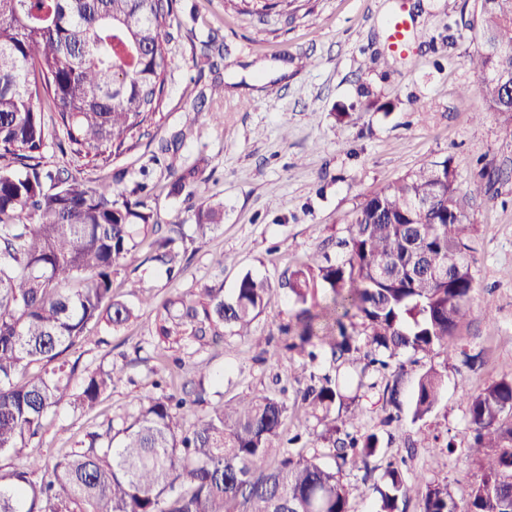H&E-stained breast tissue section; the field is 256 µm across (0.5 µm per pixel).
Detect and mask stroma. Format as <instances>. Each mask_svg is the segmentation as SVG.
<instances>
[{
    "mask_svg": "<svg viewBox=\"0 0 512 512\" xmlns=\"http://www.w3.org/2000/svg\"><path fill=\"white\" fill-rule=\"evenodd\" d=\"M402 7L410 10L412 23L406 46L396 52L390 21ZM472 13L473 0H300L298 8L283 5L265 16L243 11L240 0H175L164 100L147 134L104 167L77 163L51 142L41 151L48 166H78L86 181L117 188L148 168V204L160 222L190 224L201 194L170 197L165 163L150 158L160 141L183 128L188 108L207 96L177 161H204L209 193L224 204L222 224L196 240L176 279L158 272L142 285L128 267L112 276L117 299L133 303L146 291L154 306L205 287L220 286L232 295L248 271L276 285L316 252L342 258L339 243L348 237L360 203L422 163L451 159L463 189L480 169L495 173L492 191L469 211L477 283L471 315L451 349L400 358L404 400L426 368L446 366L435 410L417 423L406 418L383 425L387 376L364 369L359 360L337 367L360 413L359 430L377 433L381 441L382 455L367 471L339 465L323 442L312 440L315 422L303 410L288 417L289 433L310 437L304 455L338 469L353 512H376L375 488L390 456L405 459L408 484L422 476L446 483L457 502L467 500L483 478L468 455L473 433L467 397L512 375V123L483 112L478 97L460 95L479 81L470 63ZM211 36L224 42L216 74L193 64ZM218 77L224 95L214 98ZM219 253L230 258L222 269L212 262ZM293 313V302L276 293L255 323L256 336L282 345L281 329ZM153 320L152 308H146L119 331L87 332L74 353L80 367L117 365L123 380L92 411L57 408L30 443V454L55 461L79 448L89 433L103 432L111 420L135 411L152 392L161 365ZM177 355L184 365L174 368L175 383L200 364L223 375L228 398L278 384L293 394L304 386L300 358L264 362L258 349L237 337L209 347L187 339ZM448 440L453 454L434 456L438 442Z\"/></svg>",
    "mask_w": 512,
    "mask_h": 512,
    "instance_id": "obj_1",
    "label": "stroma"
}]
</instances>
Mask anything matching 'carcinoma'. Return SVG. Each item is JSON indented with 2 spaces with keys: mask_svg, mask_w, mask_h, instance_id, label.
Here are the masks:
<instances>
[{
  "mask_svg": "<svg viewBox=\"0 0 512 512\" xmlns=\"http://www.w3.org/2000/svg\"><path fill=\"white\" fill-rule=\"evenodd\" d=\"M173 0H0V456L19 457L41 432L52 409L90 410L122 380L123 368L82 372L70 355L90 323L117 331L140 317V306L112 296V272L183 268L188 245L222 223L223 204L208 200L195 224H162L148 207L147 183L122 191L90 187L80 173L45 168L46 142L62 132L69 151L108 161L126 149L156 114L169 66L165 29ZM470 63L488 112L512 121V0H475ZM55 113L54 124L44 113ZM179 131L158 146L178 151ZM169 195L207 192L204 169L169 167ZM494 173L483 171L467 191L451 159L430 161L374 192L360 204L333 261L314 254L279 288L297 306L282 328L284 349L312 365L345 362L369 347L365 367L385 370L407 352L448 347L471 312L476 291L468 254V210L487 195ZM276 289L247 272L231 297L203 288L166 300L155 315L159 343L188 337L201 346L226 336L249 338ZM32 367L28 379L18 375ZM448 367L427 368L409 398L412 421L439 402ZM302 393L319 438L333 456L366 471L381 451L374 432L348 431L359 412L346 403L336 377L310 374ZM195 367L183 395L157 392L136 414L48 466L25 457L0 472V512H351L335 470L316 457L294 455L282 440L288 401L271 391L208 401L222 385ZM400 420L399 382L386 387ZM206 405L194 422L188 413ZM471 452L483 479L456 502L448 484L412 487L399 463H387L377 512H401L415 493L419 512H512V377L468 397Z\"/></svg>",
  "mask_w": 512,
  "mask_h": 512,
  "instance_id": "carcinoma-1",
  "label": "carcinoma"
}]
</instances>
